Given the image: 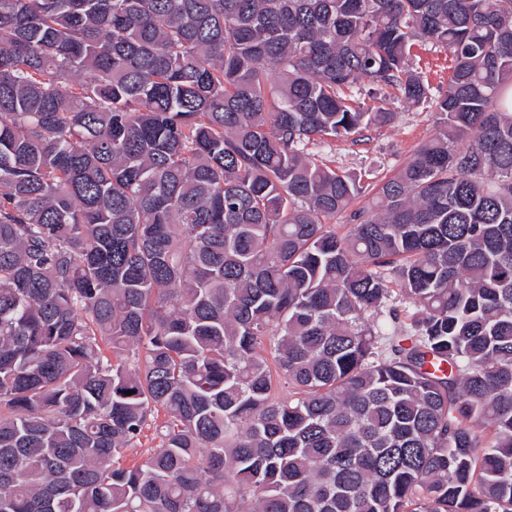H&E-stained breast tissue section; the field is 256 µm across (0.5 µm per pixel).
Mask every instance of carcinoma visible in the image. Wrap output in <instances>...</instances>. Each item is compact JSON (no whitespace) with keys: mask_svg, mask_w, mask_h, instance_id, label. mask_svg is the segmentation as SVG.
Masks as SVG:
<instances>
[{"mask_svg":"<svg viewBox=\"0 0 512 512\" xmlns=\"http://www.w3.org/2000/svg\"><path fill=\"white\" fill-rule=\"evenodd\" d=\"M0 512H512V0H0ZM415 62L418 71H423L429 79L433 88V93L438 94L448 86V77L451 71L448 69L451 65L448 52L444 50H424L420 47L416 50ZM419 63V64H418ZM393 101L390 108L397 116L391 125L371 127L357 142L343 140L332 142L330 146L312 147L313 153L335 160L336 167L362 175L363 185L370 184L368 192L435 133L434 112L396 98ZM159 443L158 439H154L153 430H145L144 436L141 438V446L131 448L127 451L126 456L120 458V466L126 467L133 463H140L146 459L151 448H155Z\"/></svg>","mask_w":512,"mask_h":512,"instance_id":"1","label":"carcinoma"}]
</instances>
